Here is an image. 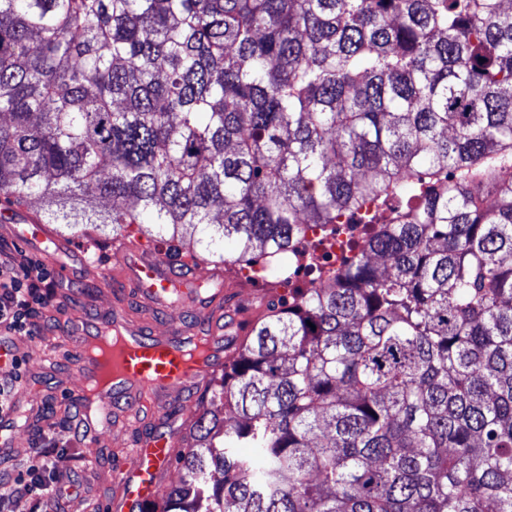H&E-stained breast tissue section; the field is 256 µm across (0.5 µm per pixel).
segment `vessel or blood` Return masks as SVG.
<instances>
[{
	"label": "vessel or blood",
	"mask_w": 512,
	"mask_h": 512,
	"mask_svg": "<svg viewBox=\"0 0 512 512\" xmlns=\"http://www.w3.org/2000/svg\"><path fill=\"white\" fill-rule=\"evenodd\" d=\"M0 227L50 260L62 279H70L78 268L88 265L78 249L52 234L25 209L6 211ZM181 266V271H173L161 246L137 240L117 253L111 274L100 279L102 288L132 298L143 310L153 312L179 303L196 315L192 335L180 328L162 336L146 333L122 305L101 316L97 324L98 331L122 337L114 369L128 386L99 400L96 412L110 415L113 427H124L134 435L132 452L114 461L117 492L107 502L110 512H140L156 496L159 477L170 464L178 436L177 428L166 422L168 401L190 393L224 364V290H198V271L191 259H183ZM81 323L82 308L77 305L72 313L76 345L72 359L84 376L95 365L82 356L85 335Z\"/></svg>",
	"instance_id": "obj_1"
}]
</instances>
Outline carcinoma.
<instances>
[{"label":"carcinoma","mask_w":512,"mask_h":512,"mask_svg":"<svg viewBox=\"0 0 512 512\" xmlns=\"http://www.w3.org/2000/svg\"><path fill=\"white\" fill-rule=\"evenodd\" d=\"M509 171L504 0H0L3 208L241 270L364 225L157 512H512Z\"/></svg>","instance_id":"carcinoma-1"}]
</instances>
